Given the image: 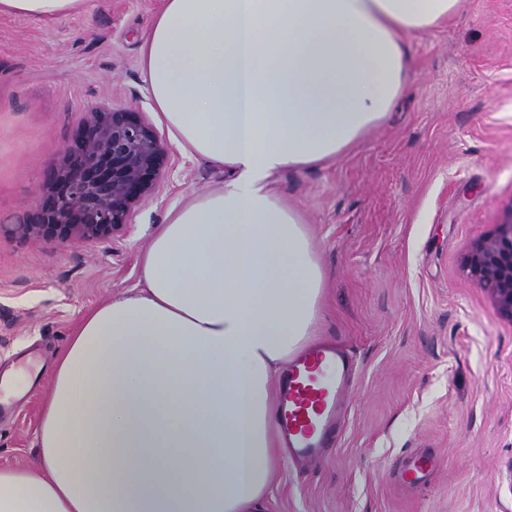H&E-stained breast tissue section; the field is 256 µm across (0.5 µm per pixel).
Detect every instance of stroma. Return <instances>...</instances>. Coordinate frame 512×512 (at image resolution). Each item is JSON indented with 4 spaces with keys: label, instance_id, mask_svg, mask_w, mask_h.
Segmentation results:
<instances>
[{
    "label": "stroma",
    "instance_id": "1",
    "mask_svg": "<svg viewBox=\"0 0 512 512\" xmlns=\"http://www.w3.org/2000/svg\"><path fill=\"white\" fill-rule=\"evenodd\" d=\"M162 0H84L66 16L0 15V225L46 195L88 112L157 114L140 45ZM389 119L347 153L286 169L276 191L305 214L327 279L315 338L341 337L358 382L337 445L302 468L279 456L264 512H512V322L463 257L512 213V0L411 35ZM157 132L170 167L105 240L0 235V468L40 463L58 355L92 308L141 287L157 224L221 188L222 168ZM435 469L401 483L413 456Z\"/></svg>",
    "mask_w": 512,
    "mask_h": 512
}]
</instances>
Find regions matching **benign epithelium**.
<instances>
[{"label":"benign epithelium","mask_w":512,"mask_h":512,"mask_svg":"<svg viewBox=\"0 0 512 512\" xmlns=\"http://www.w3.org/2000/svg\"><path fill=\"white\" fill-rule=\"evenodd\" d=\"M68 162L49 172L51 192L32 217L1 224L27 237L102 240L130 223L134 207L156 192L170 155L144 113L129 108L90 112L67 148ZM470 277L496 312L512 322V213L465 255Z\"/></svg>","instance_id":"7a95c632"}]
</instances>
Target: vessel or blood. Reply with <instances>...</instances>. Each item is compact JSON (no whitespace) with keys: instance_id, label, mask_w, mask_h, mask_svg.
Listing matches in <instances>:
<instances>
[{"instance_id":"obj_1","label":"vessel or blood","mask_w":512,"mask_h":512,"mask_svg":"<svg viewBox=\"0 0 512 512\" xmlns=\"http://www.w3.org/2000/svg\"><path fill=\"white\" fill-rule=\"evenodd\" d=\"M323 370L331 377L322 386L316 375ZM357 372L341 341L306 349L289 363L280 382L277 423L292 457L310 466L333 445L349 409Z\"/></svg>"}]
</instances>
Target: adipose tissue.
Masks as SVG:
<instances>
[{"instance_id": "ef3b65f1", "label": "adipose tissue", "mask_w": 512, "mask_h": 512, "mask_svg": "<svg viewBox=\"0 0 512 512\" xmlns=\"http://www.w3.org/2000/svg\"><path fill=\"white\" fill-rule=\"evenodd\" d=\"M82 0H0L51 18ZM464 0H164L141 45L163 122L224 168L169 211L142 289L90 310L55 363L39 469H0V512H263L276 380L318 319L326 274L271 187L384 123L407 35Z\"/></svg>"}]
</instances>
